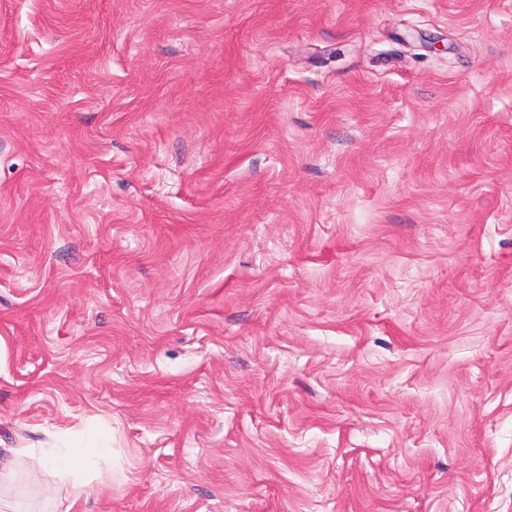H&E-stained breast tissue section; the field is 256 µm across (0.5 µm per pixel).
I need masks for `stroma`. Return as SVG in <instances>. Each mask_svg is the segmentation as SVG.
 <instances>
[{
	"label": "stroma",
	"mask_w": 512,
	"mask_h": 512,
	"mask_svg": "<svg viewBox=\"0 0 512 512\" xmlns=\"http://www.w3.org/2000/svg\"><path fill=\"white\" fill-rule=\"evenodd\" d=\"M4 466L512 512V0H0ZM72 449L68 447L55 448H21L19 454L37 458L41 463L54 469L61 479L71 475Z\"/></svg>",
	"instance_id": "obj_1"
}]
</instances>
